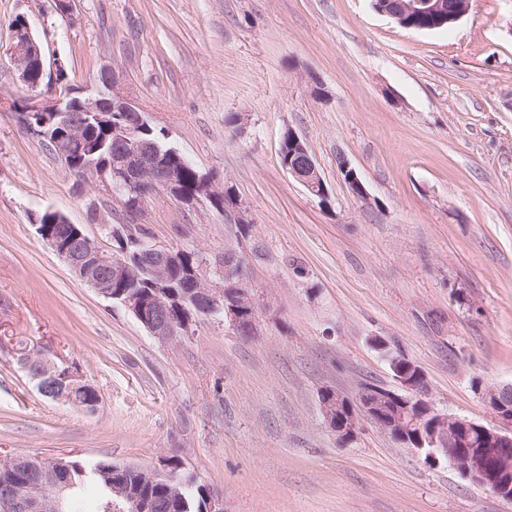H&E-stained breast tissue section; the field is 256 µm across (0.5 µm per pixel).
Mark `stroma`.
<instances>
[{
    "label": "stroma",
    "instance_id": "obj_1",
    "mask_svg": "<svg viewBox=\"0 0 512 512\" xmlns=\"http://www.w3.org/2000/svg\"><path fill=\"white\" fill-rule=\"evenodd\" d=\"M19 17L45 52L41 95L95 89L112 67L242 204L246 223L231 224L210 202L157 193L134 221L174 251L243 256L257 314L249 335L202 319L164 342L79 282L35 220L62 212L111 252L100 223L125 209L0 108V451L179 459L224 512H512L369 421L339 442L321 402L398 390L380 340L422 368L439 412L496 422L483 393L512 384V0H471L434 31L401 28L372 0H74L67 15L56 0H0V97L22 103ZM289 129L327 198L282 168ZM341 157L368 200L350 195ZM32 347L75 366L97 409L43 398L18 362Z\"/></svg>",
    "mask_w": 512,
    "mask_h": 512
}]
</instances>
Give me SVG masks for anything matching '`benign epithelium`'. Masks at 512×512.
Wrapping results in <instances>:
<instances>
[{
    "label": "benign epithelium",
    "instance_id": "7a95c632",
    "mask_svg": "<svg viewBox=\"0 0 512 512\" xmlns=\"http://www.w3.org/2000/svg\"><path fill=\"white\" fill-rule=\"evenodd\" d=\"M375 9L399 26L419 30L418 19L458 21L465 15L445 0H374ZM19 82L29 91L42 85L45 58L25 18L14 26L9 47ZM104 90L97 93L70 90L46 102H29L18 117L33 134L51 142L64 167L77 163V176L87 181L111 184L121 199L136 195L146 199L153 193L166 194L187 206L202 199L214 203L223 198L205 177L194 190L185 187L184 171L191 163L179 152L167 156L157 143L140 137L148 125L144 111L114 91L115 74L109 67L98 73ZM284 169L312 195L324 197L327 187L315 158L303 140L288 131V160ZM339 170L351 196L368 199V192L355 168L345 159ZM36 220V230L67 264L72 274L99 295L117 300L143 325L150 335L163 341H178L188 335L196 319L219 317L237 329L252 333L257 313L256 299L244 274V259L211 265L205 258L180 264L174 251L136 234L131 224L102 227L113 239L130 241L139 250L138 265L131 266L126 250L106 253L87 237L79 225L55 210ZM148 277L145 293L117 292L140 275ZM404 393L382 387L364 386L355 398L337 392L324 393L323 413L329 427L342 442L350 440L361 418L413 449L423 462L437 466L446 461L461 474L492 493L512 501V385L489 389L485 399L499 421L486 426L445 415L427 400V381L421 368L394 357L387 345L377 343ZM19 362L35 382L42 397L52 402L93 411L100 402L98 391L58 355L27 350ZM0 465L14 471L19 481L0 486V512H49L58 510L64 492L71 488L69 468L63 457L0 455ZM169 462L143 468L112 465V497L126 506L116 512H154L155 503L143 497L128 482L134 473L150 482L169 478Z\"/></svg>",
    "mask_w": 512,
    "mask_h": 512
}]
</instances>
